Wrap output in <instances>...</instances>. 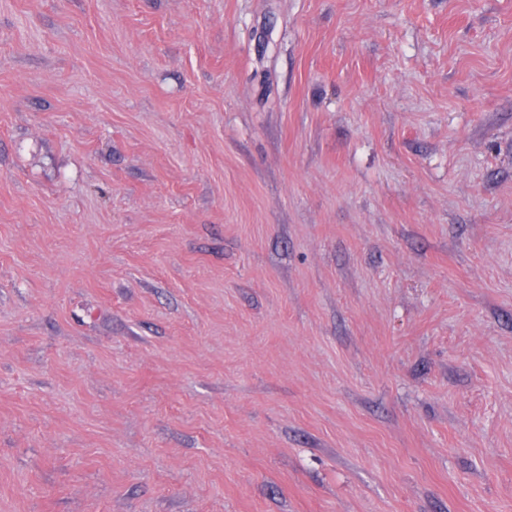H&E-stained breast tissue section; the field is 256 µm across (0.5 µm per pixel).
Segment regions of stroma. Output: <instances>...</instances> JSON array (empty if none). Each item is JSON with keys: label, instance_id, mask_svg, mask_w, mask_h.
<instances>
[{"label": "stroma", "instance_id": "35a3bbf8", "mask_svg": "<svg viewBox=\"0 0 512 512\" xmlns=\"http://www.w3.org/2000/svg\"><path fill=\"white\" fill-rule=\"evenodd\" d=\"M0 512H512V0H0Z\"/></svg>", "mask_w": 512, "mask_h": 512}]
</instances>
